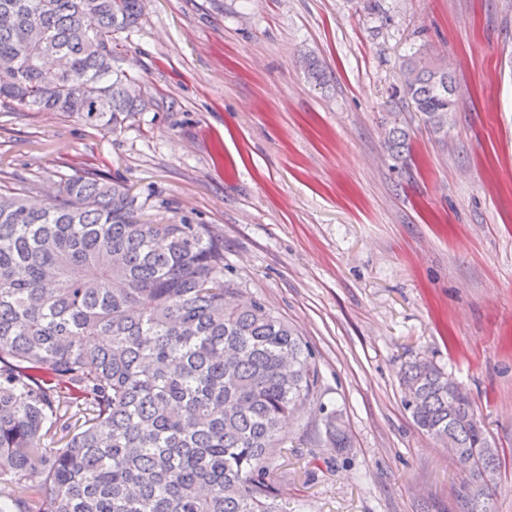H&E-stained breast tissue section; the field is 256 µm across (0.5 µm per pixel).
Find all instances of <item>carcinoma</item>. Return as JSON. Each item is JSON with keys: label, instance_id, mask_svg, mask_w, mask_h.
I'll return each mask as SVG.
<instances>
[{"label": "carcinoma", "instance_id": "1", "mask_svg": "<svg viewBox=\"0 0 512 512\" xmlns=\"http://www.w3.org/2000/svg\"><path fill=\"white\" fill-rule=\"evenodd\" d=\"M144 0H0V105L61 112L117 133L148 101L114 67L113 35ZM403 97L448 135L451 74L416 56ZM386 139L408 150L397 113ZM0 187V512H288L272 448L314 401L295 330L235 303L224 236L140 217L131 189L90 172L45 205ZM405 406L463 473L456 512H493L499 452L461 387L432 363L401 374ZM332 447H346L336 413Z\"/></svg>", "mask_w": 512, "mask_h": 512}]
</instances>
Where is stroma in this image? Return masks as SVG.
I'll return each instance as SVG.
<instances>
[{"label": "stroma", "instance_id": "35a3bbf8", "mask_svg": "<svg viewBox=\"0 0 512 512\" xmlns=\"http://www.w3.org/2000/svg\"><path fill=\"white\" fill-rule=\"evenodd\" d=\"M114 42L150 107L115 134L0 111V170L44 197L89 170L131 186L144 218L223 234L244 297L297 330L319 373L273 451L290 512L452 503L461 468L404 406L415 359L469 397L501 454L496 512H512V0H145ZM416 52L457 87L447 135L392 94ZM393 120L390 121V128L386 139V148L389 155L395 159H402L408 150L406 131L400 126V119L397 113H392Z\"/></svg>", "mask_w": 512, "mask_h": 512}]
</instances>
